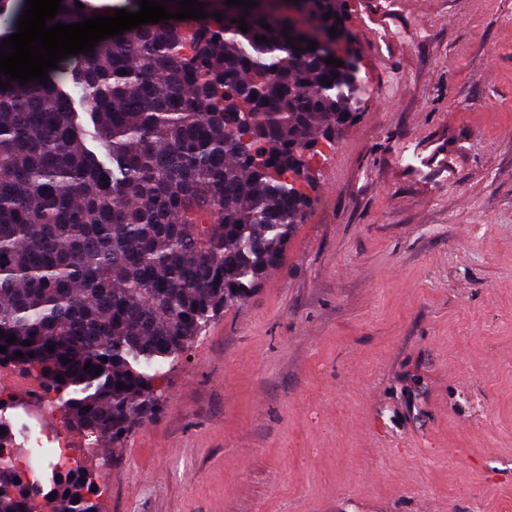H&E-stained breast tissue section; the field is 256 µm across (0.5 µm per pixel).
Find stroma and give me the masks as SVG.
Instances as JSON below:
<instances>
[{"label": "stroma", "instance_id": "35a3bbf8", "mask_svg": "<svg viewBox=\"0 0 512 512\" xmlns=\"http://www.w3.org/2000/svg\"><path fill=\"white\" fill-rule=\"evenodd\" d=\"M357 118L283 263L121 443L27 376L101 512H512V0H349Z\"/></svg>", "mask_w": 512, "mask_h": 512}]
</instances>
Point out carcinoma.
Returning a JSON list of instances; mask_svg holds the SVG:
<instances>
[{"instance_id":"carcinoma-1","label":"carcinoma","mask_w":512,"mask_h":512,"mask_svg":"<svg viewBox=\"0 0 512 512\" xmlns=\"http://www.w3.org/2000/svg\"><path fill=\"white\" fill-rule=\"evenodd\" d=\"M202 2L205 19L141 25L45 84L0 89V367L69 392L68 415L114 443L154 414L167 372L224 307L280 265L315 202L312 161L356 116L355 69L324 62L348 37L346 0H299L323 34L312 51L286 12ZM24 6L0 0V41ZM99 9L62 0L47 25ZM1 428L0 512H100L87 472L44 488L5 455L17 433Z\"/></svg>"}]
</instances>
